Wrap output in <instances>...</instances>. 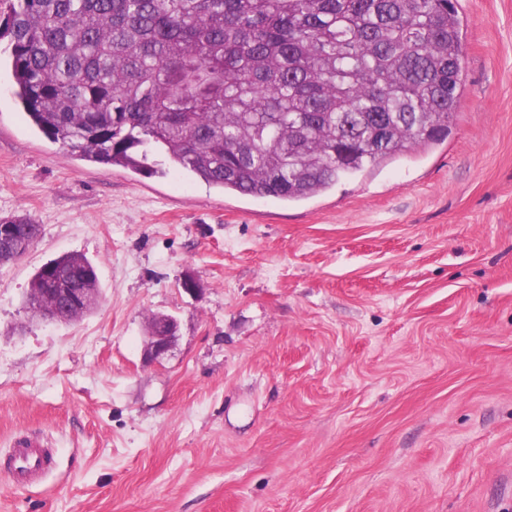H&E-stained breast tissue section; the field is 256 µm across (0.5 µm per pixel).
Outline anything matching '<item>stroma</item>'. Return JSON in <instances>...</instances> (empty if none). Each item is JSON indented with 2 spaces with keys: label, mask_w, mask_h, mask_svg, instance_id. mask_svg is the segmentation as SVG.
<instances>
[{
  "label": "stroma",
  "mask_w": 512,
  "mask_h": 512,
  "mask_svg": "<svg viewBox=\"0 0 512 512\" xmlns=\"http://www.w3.org/2000/svg\"><path fill=\"white\" fill-rule=\"evenodd\" d=\"M459 17L447 137L289 204L79 160L0 66V218L41 227L0 266V512H512V0ZM71 253L99 305L32 318ZM27 436L56 465L19 487ZM178 321L172 315L157 314L148 322L143 359L146 364L160 363L177 341Z\"/></svg>",
  "instance_id": "1"
}]
</instances>
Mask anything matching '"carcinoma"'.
I'll return each instance as SVG.
<instances>
[{
  "instance_id": "cac0c4a2",
  "label": "carcinoma",
  "mask_w": 512,
  "mask_h": 512,
  "mask_svg": "<svg viewBox=\"0 0 512 512\" xmlns=\"http://www.w3.org/2000/svg\"><path fill=\"white\" fill-rule=\"evenodd\" d=\"M457 0H0L14 95L96 164L153 156L225 193L290 203L439 142L462 95ZM0 265L24 255L28 216ZM33 288H97L64 255Z\"/></svg>"
}]
</instances>
